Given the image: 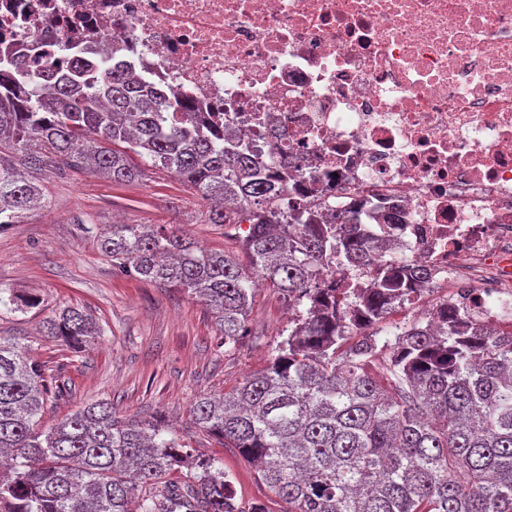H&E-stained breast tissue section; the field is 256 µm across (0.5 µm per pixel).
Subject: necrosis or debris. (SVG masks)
<instances>
[{
	"label": "necrosis or debris",
	"instance_id": "4bbe7bcc",
	"mask_svg": "<svg viewBox=\"0 0 512 512\" xmlns=\"http://www.w3.org/2000/svg\"><path fill=\"white\" fill-rule=\"evenodd\" d=\"M70 38L215 113L317 223L430 266V320L512 324V0H0L32 71Z\"/></svg>",
	"mask_w": 512,
	"mask_h": 512
}]
</instances>
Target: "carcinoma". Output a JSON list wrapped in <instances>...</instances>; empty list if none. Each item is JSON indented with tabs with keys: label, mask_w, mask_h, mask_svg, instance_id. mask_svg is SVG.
<instances>
[{
	"label": "carcinoma",
	"mask_w": 512,
	"mask_h": 512,
	"mask_svg": "<svg viewBox=\"0 0 512 512\" xmlns=\"http://www.w3.org/2000/svg\"><path fill=\"white\" fill-rule=\"evenodd\" d=\"M77 59L26 80L25 60L0 48V229L46 206L34 174L84 169L125 184L138 157L175 172L221 204L209 224H246L248 265L211 252L177 229L109 224L97 240L132 278L182 288L205 302L235 349L259 282L295 308L267 366L193 407V423L236 448L283 504L282 512H512V330L448 312L381 323L432 271L382 262L353 218L304 219L288 186L267 177L255 154L211 127L192 103L147 88L123 70L88 80ZM342 249L357 267L379 265L362 293L336 296L318 268ZM0 305L37 301L10 292ZM47 335L77 353L101 336L91 313L65 307ZM65 383L0 337V512H269L236 502L224 469L193 458L160 420L120 421L112 404L87 402L41 429Z\"/></svg>",
	"instance_id": "obj_1"
}]
</instances>
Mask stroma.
<instances>
[{
    "label": "stroma",
    "mask_w": 512,
    "mask_h": 512,
    "mask_svg": "<svg viewBox=\"0 0 512 512\" xmlns=\"http://www.w3.org/2000/svg\"><path fill=\"white\" fill-rule=\"evenodd\" d=\"M39 181L47 207L0 229V289L38 297L40 305L25 313L0 306V337L18 342L67 385L50 403L43 426L98 400L110 401L122 420L161 417L200 459L223 464L237 502L262 500L270 512H281L282 503L237 449L193 426L191 409L201 396L231 390L264 367L288 325L287 303L274 289L260 288L246 336L225 352L215 315L202 301L121 274L97 246L104 225L120 220L168 224L202 247L230 249L224 226L205 221L207 201L170 171L152 167L123 185L54 168L42 171ZM66 306L95 316L102 334L91 348L74 353L43 334L45 318Z\"/></svg>",
    "instance_id": "stroma-1"
}]
</instances>
